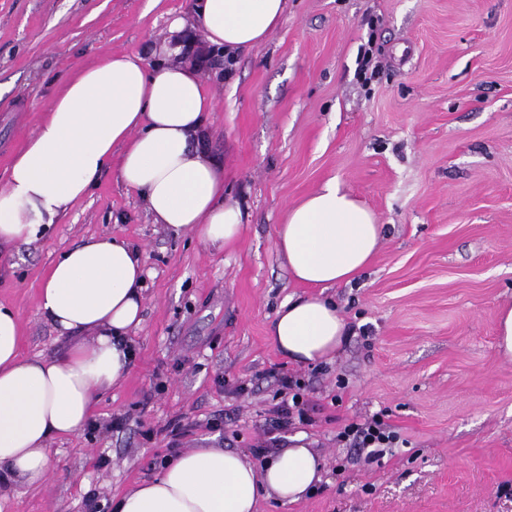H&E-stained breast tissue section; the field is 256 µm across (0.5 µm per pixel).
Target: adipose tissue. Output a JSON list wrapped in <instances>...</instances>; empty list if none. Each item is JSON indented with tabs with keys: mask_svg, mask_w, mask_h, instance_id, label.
<instances>
[{
	"mask_svg": "<svg viewBox=\"0 0 512 512\" xmlns=\"http://www.w3.org/2000/svg\"><path fill=\"white\" fill-rule=\"evenodd\" d=\"M287 7L288 0H194L191 18H170L154 63L113 54L79 69L0 185V244L37 241L113 167L163 229L193 234L214 253L234 245L244 215L203 145L215 92L185 48L200 41L233 58L265 43ZM381 238L376 214L335 180L288 207L275 247L292 279L316 293L280 305L268 332L278 352L303 365L332 361L347 326L323 291L356 280ZM144 262L123 239L91 236L54 263L39 309L60 333L77 334L62 355L23 356L19 317L0 304V502L16 486L45 483L50 442L79 434L101 394L126 378V336L142 323ZM324 473L323 458L303 445L259 465L239 451L192 448L126 491L115 512H258L263 498L297 502Z\"/></svg>",
	"mask_w": 512,
	"mask_h": 512,
	"instance_id": "ef3b65f1",
	"label": "adipose tissue"
}]
</instances>
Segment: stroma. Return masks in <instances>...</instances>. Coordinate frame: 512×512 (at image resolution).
I'll use <instances>...</instances> for the list:
<instances>
[{
  "label": "stroma",
  "mask_w": 512,
  "mask_h": 512,
  "mask_svg": "<svg viewBox=\"0 0 512 512\" xmlns=\"http://www.w3.org/2000/svg\"><path fill=\"white\" fill-rule=\"evenodd\" d=\"M191 0H0V184L70 73L142 54ZM371 44L380 73L361 82ZM207 148L248 212L240 242L208 251L154 224L116 170L28 245H0V303L24 356L65 352L39 310L63 253L115 235L145 257L144 322L125 382L93 424L51 442L46 483L0 512H113L156 458L191 448L288 447L326 461L317 489L259 512H512V362L496 317L512 304V0H288L279 28L215 80ZM384 229L369 267L327 294L350 334L299 366L269 343L288 297L307 294L274 246L286 209L329 179ZM298 378L312 411L276 430L269 371ZM125 416L112 430L113 417ZM382 417L398 435L368 461L337 435ZM193 429L171 448L167 422Z\"/></svg>",
  "instance_id": "1"
}]
</instances>
